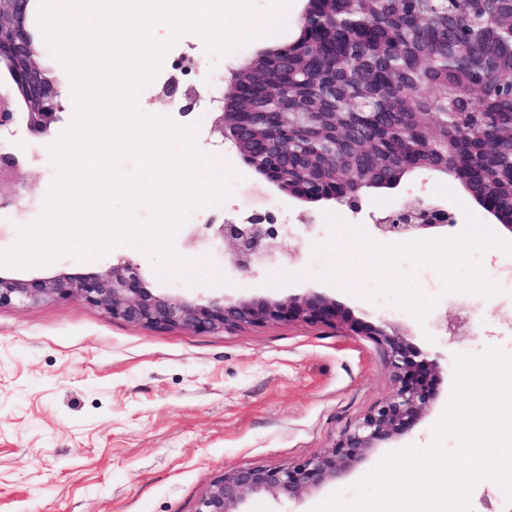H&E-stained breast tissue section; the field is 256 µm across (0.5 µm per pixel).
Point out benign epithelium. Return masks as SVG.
<instances>
[{
    "label": "benign epithelium",
    "mask_w": 512,
    "mask_h": 512,
    "mask_svg": "<svg viewBox=\"0 0 512 512\" xmlns=\"http://www.w3.org/2000/svg\"><path fill=\"white\" fill-rule=\"evenodd\" d=\"M29 0H0V65L5 66L13 89L0 93V135L14 134L12 126L23 118L27 130L35 136L48 135L61 120V91L44 76L37 64L39 56L26 21ZM163 93L181 95L180 115L186 116L198 99L196 87L180 89L170 80ZM22 100L26 111L15 110ZM213 105L210 126L211 143H230L235 152L255 173L279 190L297 199L317 202L334 200L351 212L362 211L365 189L373 187L374 174L347 170L336 165V148L321 150L326 135L328 112H227L224 95L210 98ZM299 148L293 150L290 145ZM422 153H435L430 165L436 171L459 178L469 188L475 172L458 164V148L441 152L425 140ZM20 157L0 148V183L12 190L0 196V210L21 214L36 201L34 186L19 178ZM475 202L493 219L512 232V215L503 212L494 197L480 195ZM371 231L382 239L422 237L448 226V210L430 201L414 199L377 216L370 215ZM205 232L193 236L192 248L232 246V264L242 274L299 256L304 234L312 225L293 228L254 214L240 221L204 225ZM78 298L102 308L112 319L152 328L182 327L195 332L232 331L271 320L316 321L337 318L336 302L319 294L304 298L243 299L226 296L207 300L184 296L151 287L144 279L141 265L120 258L99 272L87 274L57 273L24 280L0 272V308L38 303L48 299ZM470 322L457 317L446 324L450 339L469 335ZM391 366L398 386L385 402L359 418L344 431L326 455L316 456L285 467L256 466L230 469L217 477L197 501L195 512H244L242 505L253 494L262 492L294 499L301 493L318 489L342 473L360 465L367 452L417 421L433 394L428 374L437 360L421 357L404 339L407 329L387 324L373 327Z\"/></svg>",
    "instance_id": "benign-epithelium-1"
}]
</instances>
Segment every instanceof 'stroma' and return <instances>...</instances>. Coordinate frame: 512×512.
<instances>
[{
    "label": "stroma",
    "mask_w": 512,
    "mask_h": 512,
    "mask_svg": "<svg viewBox=\"0 0 512 512\" xmlns=\"http://www.w3.org/2000/svg\"><path fill=\"white\" fill-rule=\"evenodd\" d=\"M306 0H253L258 13L285 17V32L260 38L218 57L215 91L226 88L232 72L267 49L297 35ZM206 60L204 41L187 34L167 53L154 83L140 95L143 111L177 116L176 103L159 96L181 57ZM201 122L198 144L220 165L242 174L227 201L198 211L176 234L173 248L191 257L184 242L209 219L274 214L281 224H310L296 262L238 273L229 255L216 252L214 265L224 285L190 287L164 280L151 256L120 246L99 259L62 255L46 267L11 268L12 276L85 274L128 257L137 261L155 288L191 299L288 298L321 294L335 301L341 321H270L231 332L198 333L182 328L153 330L112 319L77 299L21 308H0V512H195L211 482L230 468L276 467L325 454L356 419L388 399L396 381L393 368L367 326L389 322L407 328L409 342L424 356L437 357L431 375L433 402L410 429L368 452L364 462L323 487L290 500L268 493L250 496L246 512H311L330 494L353 500V484L384 453L433 445V427L452 393L453 355L481 353L494 344L512 353V253L498 248L480 259L485 273L504 294L491 299L466 293L443 294V282L430 266L399 263L395 274L415 275L421 291L440 301L425 323L384 301L355 297L320 281L324 258L312 246L331 240L324 215L336 213L353 224L363 215L331 202L291 198L254 173L228 148L207 145L209 102L200 100L190 115ZM21 178L35 181L45 197L57 169L48 139L31 137L24 122L14 127ZM444 183L457 196L450 204L457 234L465 209L478 207L459 181L415 172L393 190L373 189L367 208L381 213L402 200L434 199ZM470 313L472 332L448 341V317Z\"/></svg>",
    "instance_id": "obj_1"
}]
</instances>
